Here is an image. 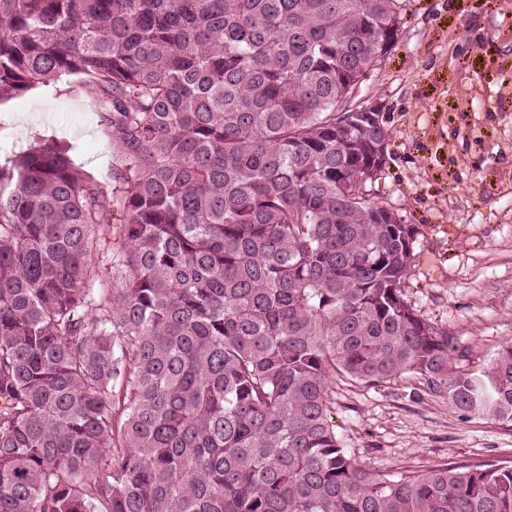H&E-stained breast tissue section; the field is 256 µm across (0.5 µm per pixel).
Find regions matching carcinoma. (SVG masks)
<instances>
[{
	"label": "carcinoma",
	"mask_w": 512,
	"mask_h": 512,
	"mask_svg": "<svg viewBox=\"0 0 512 512\" xmlns=\"http://www.w3.org/2000/svg\"><path fill=\"white\" fill-rule=\"evenodd\" d=\"M408 7L0 0V100L86 75L115 148L110 187L0 163V512H512V465L395 476L327 418L412 374L512 422V345L448 370L367 190L388 130L342 126Z\"/></svg>",
	"instance_id": "obj_1"
}]
</instances>
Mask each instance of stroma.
I'll list each match as a JSON object with an SVG mask.
<instances>
[{
    "label": "stroma",
    "mask_w": 512,
    "mask_h": 512,
    "mask_svg": "<svg viewBox=\"0 0 512 512\" xmlns=\"http://www.w3.org/2000/svg\"><path fill=\"white\" fill-rule=\"evenodd\" d=\"M364 95L384 105L387 163L371 198L416 225L405 295L447 328L451 367H485L512 344V0H410ZM54 142L104 184L112 138L85 77L0 101V158ZM328 414L361 461L393 475L448 463L512 464V422L456 413L411 375L337 382Z\"/></svg>",
    "instance_id": "obj_1"
}]
</instances>
